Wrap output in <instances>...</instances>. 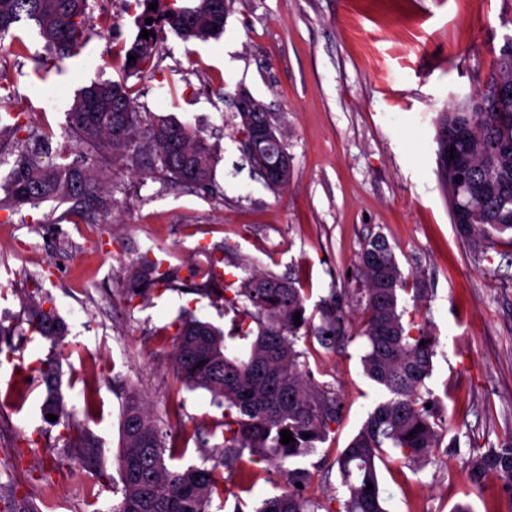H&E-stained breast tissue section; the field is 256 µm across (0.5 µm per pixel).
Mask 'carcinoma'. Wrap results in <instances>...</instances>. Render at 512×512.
I'll return each instance as SVG.
<instances>
[{"label":"carcinoma","instance_id":"cac0c4a2","mask_svg":"<svg viewBox=\"0 0 512 512\" xmlns=\"http://www.w3.org/2000/svg\"><path fill=\"white\" fill-rule=\"evenodd\" d=\"M157 2V9L148 6ZM230 0H143L136 17L138 29L153 32L135 38L125 54L136 61L129 69L149 72L169 28L182 38L207 40L224 30ZM88 0H0V39L23 20L34 22L47 47L57 57L78 55L92 36ZM151 18L153 22L146 24ZM496 55L483 97L492 96L501 82L512 84V70L499 66ZM135 89L123 81L94 82L77 94L66 115L64 134L80 146V159L69 163H43L39 153L27 151L15 164L0 211L21 205L37 208L47 199L72 203L67 215L87 218L112 210V195L100 164L118 155L143 153L157 161L154 173L203 192L212 191L217 162L214 148L201 133L163 116L147 117L135 110ZM5 109L0 124V154L9 142L22 147L25 125L20 113ZM239 134L248 160L255 169L269 167L285 152L281 140L252 139L245 116H239ZM455 142L459 164L465 166L457 203L470 214V223L455 225L457 233L481 245V251L512 247V105L506 112L440 113L436 142ZM223 259L209 253L206 265L197 267L193 288L199 295L224 301V309L239 316L238 331L226 336L209 322L190 314L176 323L175 366L185 383L207 390L224 407L221 435L224 466L241 473L240 489L249 475L241 468L243 450L251 462L273 463L287 487L267 498L254 512H387L379 484L377 460L391 452L400 463L420 469L436 456L443 431L433 409L426 408V380L431 376L436 338L425 325L403 321L399 310L406 283L392 247L381 235L362 247L355 286L333 291L320 307V323L306 316L305 289L297 277L272 273L252 274L241 282L217 281ZM132 287L127 302L143 295L137 288H181L175 271L160 270L148 259L130 271ZM300 314L301 325L294 324ZM361 315L359 336L365 338L364 374L384 397L368 414L358 432L336 458L342 498L313 499L303 494L311 479L306 457L326 440L331 425L341 418L340 400L326 385L304 379L301 342L311 339L334 351L353 339L352 316ZM29 330L51 341L63 335L62 321L40 304L30 307ZM425 345H420V342ZM34 372L46 386L43 414L69 423L57 369L50 360L39 362ZM294 441L280 443L281 431ZM311 437H305V434ZM121 447L118 467L122 497L112 512H209L214 500L225 501L223 481L216 468H174L165 460L166 433L149 417L141 396L131 390L122 403ZM468 482L476 487L497 480L512 494V436L498 447L472 454L464 461ZM302 487H297L296 483ZM373 488L367 489V483ZM339 508H334L333 503Z\"/></svg>","mask_w":512,"mask_h":512}]
</instances>
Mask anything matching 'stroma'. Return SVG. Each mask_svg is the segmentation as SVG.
Returning <instances> with one entry per match:
<instances>
[{
	"label": "stroma",
	"mask_w": 512,
	"mask_h": 512,
	"mask_svg": "<svg viewBox=\"0 0 512 512\" xmlns=\"http://www.w3.org/2000/svg\"><path fill=\"white\" fill-rule=\"evenodd\" d=\"M136 0H89L94 35L83 52L50 58L35 24L17 28L27 50L0 52V83L33 133L52 127L53 149L76 154L64 136L75 96L95 81L136 90L137 111L201 130L220 155L207 194L152 174L151 156L117 158L103 168L112 212L91 216L93 236L66 205L0 211L28 245L0 238V502L12 512H112L121 496L117 456L127 390L186 445L180 467L222 468L216 425L223 408L187 387L174 365L168 326L183 311L230 330L235 314L193 293L192 268L209 252L224 272L301 274L308 314L333 289L351 285L365 242L382 235L422 299L405 295L407 315L429 324L438 345L427 382L447 432L448 452L421 469L387 459L379 467L388 512H512L500 484L474 489L461 471L470 450L512 435V255L460 237L439 182L440 112L485 89L493 55L512 38V0H232L219 38L168 33L153 72L124 70L116 51L131 40ZM263 102L290 158L287 185L269 189L236 131L235 100ZM176 271L180 290L150 289L127 302L131 268L143 259ZM55 313L64 334L28 330V307ZM305 370L331 387L342 411L307 457L308 494L336 497L335 459L380 393L363 372L362 337L333 353L306 343ZM55 362L73 424L42 418L44 384L36 361Z\"/></svg>",
	"instance_id": "1"
}]
</instances>
